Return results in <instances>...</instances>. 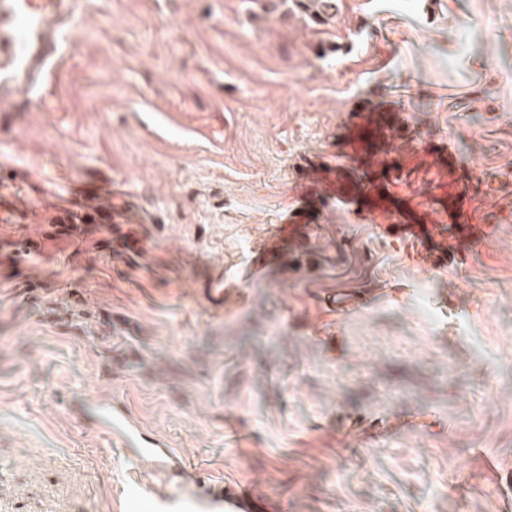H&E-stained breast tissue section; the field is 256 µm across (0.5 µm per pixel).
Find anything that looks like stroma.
Segmentation results:
<instances>
[{
    "mask_svg": "<svg viewBox=\"0 0 512 512\" xmlns=\"http://www.w3.org/2000/svg\"><path fill=\"white\" fill-rule=\"evenodd\" d=\"M75 4L42 86L0 109V239L38 253L30 282L0 268V512H155L129 482L176 490L76 397L268 512H503L512 0H346L323 57L251 0ZM356 104L401 134L381 149L404 176L378 182L398 219L315 199L309 245L255 266L296 168L346 181ZM105 180L130 217L54 233L42 194ZM433 220L457 251L437 272L404 230ZM76 410L80 414H92L97 420L98 428L112 438V432L118 430L124 446L137 447L136 459L152 458L166 470H175L182 474L195 473L191 464L173 448L165 445L157 438L142 432L141 426L130 416L122 406L112 403V399L79 400Z\"/></svg>",
    "mask_w": 512,
    "mask_h": 512,
    "instance_id": "35a3bbf8",
    "label": "stroma"
}]
</instances>
